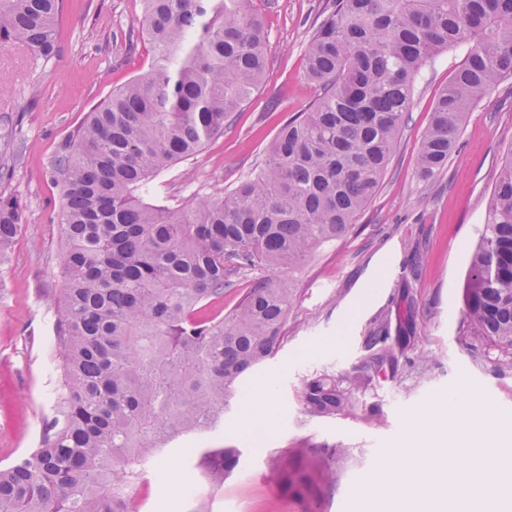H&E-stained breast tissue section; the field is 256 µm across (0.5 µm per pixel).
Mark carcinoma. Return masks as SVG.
Instances as JSON below:
<instances>
[{
	"label": "carcinoma",
	"instance_id": "1",
	"mask_svg": "<svg viewBox=\"0 0 512 512\" xmlns=\"http://www.w3.org/2000/svg\"><path fill=\"white\" fill-rule=\"evenodd\" d=\"M64 0H0V48L57 52ZM151 70L93 106L47 170L61 190L64 288L56 342L66 393L41 447L0 469V512H140L137 490L169 440L224 420L242 380L279 347L290 288L259 276L224 311L248 271L292 269L345 238L378 192L424 64L470 50L439 93L416 158L424 181L448 165L466 113L512 78V0H324L305 54L318 89L278 130L265 163L229 193L175 207L142 188L196 153L258 89L268 63L249 0H145ZM0 159L11 176L24 144ZM25 206L0 193V249ZM463 324L512 365V149L498 170L462 291ZM374 322L368 367L396 376L414 343L411 310ZM371 378L316 373L300 400L312 417L351 415ZM236 448L199 461L212 487ZM288 497L315 512L336 482L329 460L293 448L277 462Z\"/></svg>",
	"mask_w": 512,
	"mask_h": 512
}]
</instances>
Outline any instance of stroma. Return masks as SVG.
<instances>
[{"mask_svg": "<svg viewBox=\"0 0 512 512\" xmlns=\"http://www.w3.org/2000/svg\"><path fill=\"white\" fill-rule=\"evenodd\" d=\"M251 6L269 37L262 84L225 121L223 134L151 179L146 201L177 205L224 195L264 161L288 117L314 99L303 65L319 0H252ZM142 20L141 0H66L52 59L34 58L19 45L0 48V128L18 127L26 141L0 193L17 196L27 209L21 232L0 251V468L40 446L62 390L53 307L62 286L61 193L47 167L92 106L150 71ZM468 50L451 47L422 67L387 174L353 233L286 272L292 296L284 339L244 380L248 386L271 381L274 430L259 426L237 435L241 403L233 401L222 425L165 445L148 476V500L164 497L168 512H304L280 492L277 458L298 447L343 448L334 489L319 512H352L365 477L382 464L397 465L393 449L411 419L449 391L465 388L512 428V367L491 363L485 342L467 336L462 320L469 254L495 175L512 149V79L467 113L441 174L428 181L416 174L420 135ZM405 294L416 340L402 374L377 380L357 414L308 415L299 399L304 379L324 371L366 373L369 325L381 311L401 307ZM228 447L239 449V467L211 487L199 459L205 449Z\"/></svg>", "mask_w": 512, "mask_h": 512, "instance_id": "stroma-1", "label": "stroma"}]
</instances>
